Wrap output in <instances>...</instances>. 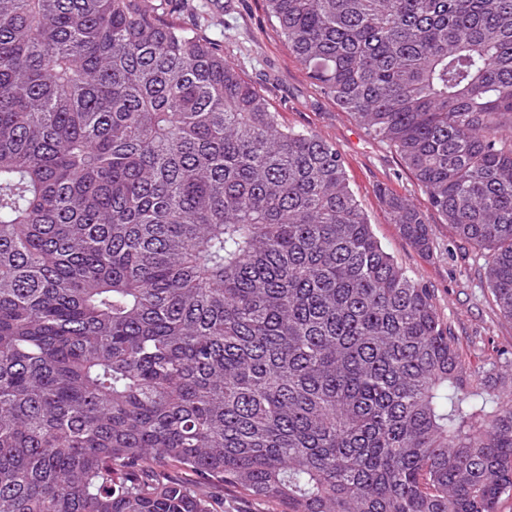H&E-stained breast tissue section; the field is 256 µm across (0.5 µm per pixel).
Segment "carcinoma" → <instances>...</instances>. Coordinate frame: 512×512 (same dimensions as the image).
<instances>
[{"instance_id":"1","label":"carcinoma","mask_w":512,"mask_h":512,"mask_svg":"<svg viewBox=\"0 0 512 512\" xmlns=\"http://www.w3.org/2000/svg\"><path fill=\"white\" fill-rule=\"evenodd\" d=\"M176 0H0V512H498L473 389L335 143ZM310 82L487 253L512 320V0H264ZM381 204L428 253L424 213ZM192 472L190 485L168 472ZM211 495L218 501L224 500V512H279L276 504L255 500L237 492L232 487L215 485L209 488Z\"/></svg>"}]
</instances>
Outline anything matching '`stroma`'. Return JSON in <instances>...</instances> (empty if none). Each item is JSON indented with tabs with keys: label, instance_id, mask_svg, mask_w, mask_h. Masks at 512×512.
I'll return each mask as SVG.
<instances>
[{
	"label": "stroma",
	"instance_id": "stroma-1",
	"mask_svg": "<svg viewBox=\"0 0 512 512\" xmlns=\"http://www.w3.org/2000/svg\"><path fill=\"white\" fill-rule=\"evenodd\" d=\"M178 22L198 26L224 47L244 77L270 100L283 124L315 132L341 150L350 186L361 201L383 247L424 287L465 362L470 384L482 386L487 369L512 375V321L490 295L485 261L455 237L442 218L426 208V196L399 157L372 140L336 103L311 84L299 61L263 11V0H183ZM408 198L423 208L434 239L424 255L401 235L382 208L380 191Z\"/></svg>",
	"mask_w": 512,
	"mask_h": 512
}]
</instances>
